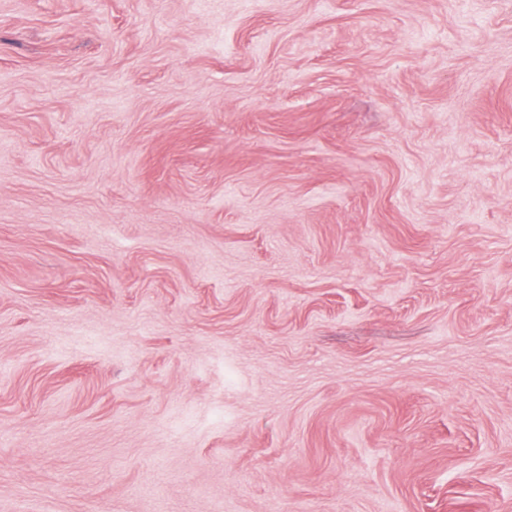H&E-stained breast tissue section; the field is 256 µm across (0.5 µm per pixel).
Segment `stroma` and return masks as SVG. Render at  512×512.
<instances>
[{
  "mask_svg": "<svg viewBox=\"0 0 512 512\" xmlns=\"http://www.w3.org/2000/svg\"><path fill=\"white\" fill-rule=\"evenodd\" d=\"M0 512H512V0H0Z\"/></svg>",
  "mask_w": 512,
  "mask_h": 512,
  "instance_id": "stroma-1",
  "label": "stroma"
}]
</instances>
